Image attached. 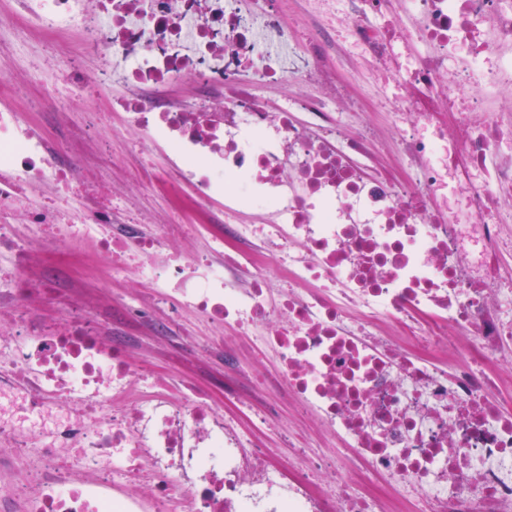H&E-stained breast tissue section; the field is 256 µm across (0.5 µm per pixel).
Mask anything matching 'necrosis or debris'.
<instances>
[{"instance_id":"necrosis-or-debris-1","label":"necrosis or debris","mask_w":512,"mask_h":512,"mask_svg":"<svg viewBox=\"0 0 512 512\" xmlns=\"http://www.w3.org/2000/svg\"><path fill=\"white\" fill-rule=\"evenodd\" d=\"M17 2L0 29L67 37L63 80L119 87L127 135L163 155L160 191L177 202L191 185L224 221L127 225L88 166L107 156L87 126L56 140L0 108V437L25 443L13 419L32 410L56 419L6 499L23 494L28 512H512V415L499 402L512 288L497 276L512 250V153L499 150L512 119L484 94L512 89V0H346L342 17L306 0V43L272 0ZM347 41L364 51V84L401 89L397 171H372L370 130L346 133L362 110ZM420 42L429 52L400 66L395 47ZM179 78L200 95L169 98ZM291 78L308 94L269 109L263 90ZM245 210L262 223L239 222ZM197 236L205 251L179 249ZM50 250L89 252L105 280L132 271L153 303L274 357L272 391L329 447L273 466L202 394L177 401L150 380L84 306L43 318L35 258ZM88 459L92 481L77 469Z\"/></svg>"}]
</instances>
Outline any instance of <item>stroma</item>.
<instances>
[{
    "instance_id": "obj_1",
    "label": "stroma",
    "mask_w": 512,
    "mask_h": 512,
    "mask_svg": "<svg viewBox=\"0 0 512 512\" xmlns=\"http://www.w3.org/2000/svg\"><path fill=\"white\" fill-rule=\"evenodd\" d=\"M0 41L9 49L8 59L0 61V92L16 110L30 112L32 93L49 84L55 92L52 109L66 111L72 93L60 74L63 40L45 33H31L18 42L5 32L0 34ZM81 110L97 121L108 156L104 174L114 190L123 191V206L130 217L145 212L159 224L172 216L184 224L198 223L199 216L193 210L172 214L168 201L153 189L158 159L149 146L131 144L124 130L122 113L112 109L111 92L98 89L84 92ZM43 264L65 278L72 288V297L87 302L97 312L104 333L127 341L130 357L150 376L169 382L178 396L188 387L205 393L223 411L225 418L248 438L251 446L272 449L274 461L287 460L295 447L324 446L322 430L309 420L299 418L291 401L279 400L263 421L254 410L240 403L239 392L254 387L255 381L232 375V366L224 361L227 336L206 319L191 311L180 313L179 324L194 332L197 344L193 350L180 347L176 334L162 335L129 319L128 310L137 297L130 276L119 274L112 282H102L90 274L87 263L73 260L63 252L44 254ZM26 424L36 438L19 450L16 467H0V491L22 482L27 458L40 455L51 440L54 426L43 415H29Z\"/></svg>"
}]
</instances>
